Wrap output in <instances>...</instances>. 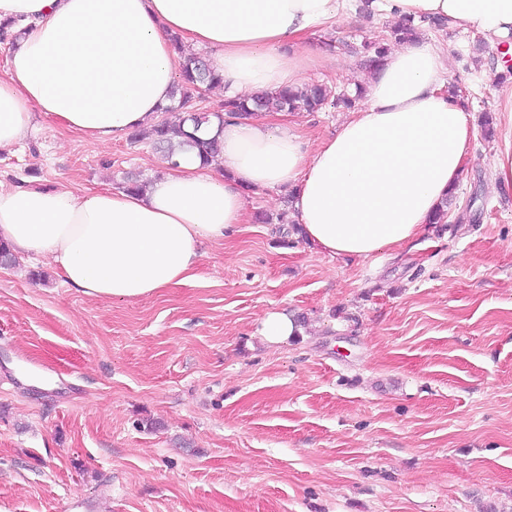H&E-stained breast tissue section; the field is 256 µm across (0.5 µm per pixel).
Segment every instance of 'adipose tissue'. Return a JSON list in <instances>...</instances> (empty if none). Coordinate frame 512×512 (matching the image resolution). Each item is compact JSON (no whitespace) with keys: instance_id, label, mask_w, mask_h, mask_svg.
I'll list each match as a JSON object with an SVG mask.
<instances>
[{"instance_id":"1","label":"adipose tissue","mask_w":512,"mask_h":512,"mask_svg":"<svg viewBox=\"0 0 512 512\" xmlns=\"http://www.w3.org/2000/svg\"><path fill=\"white\" fill-rule=\"evenodd\" d=\"M344 2L0 0V24L17 36L0 78V149L21 143L36 113L103 145L151 125L184 51L208 53L225 97L300 87L329 60L308 34L335 24ZM373 5L492 42L512 33V0ZM447 75L448 53L435 41L399 44L367 78L364 106L311 153L288 123L228 118L215 162L176 153L166 175L138 190L0 187V242L54 262L85 295L139 299L190 279L203 241L245 223L248 190L284 187L309 240L370 258L420 235L461 177L473 127L444 92Z\"/></svg>"}]
</instances>
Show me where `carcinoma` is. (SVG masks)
<instances>
[{
    "label": "carcinoma",
    "instance_id": "carcinoma-1",
    "mask_svg": "<svg viewBox=\"0 0 512 512\" xmlns=\"http://www.w3.org/2000/svg\"><path fill=\"white\" fill-rule=\"evenodd\" d=\"M416 34L414 21L406 19L390 32V37L396 41H406L416 38ZM221 81L222 77L199 55L193 53L183 56L179 63V80L172 91L173 105L165 108V111L177 110L185 113V116L177 124L161 119L147 132L135 129L129 134L130 141L137 143L148 139L168 158L173 156L175 148H186L194 151L203 163L208 164L220 156L222 140L218 133L202 137L198 132L209 126L222 130L226 116L244 119L258 112H319L329 105L352 108L363 95L361 88L353 95L346 92L334 95L327 86L316 83L297 90L263 91L249 99L228 97L216 112L198 111L195 97L197 90Z\"/></svg>",
    "mask_w": 512,
    "mask_h": 512
}]
</instances>
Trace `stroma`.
Here are the masks:
<instances>
[{"label":"stroma","mask_w":512,"mask_h":512,"mask_svg":"<svg viewBox=\"0 0 512 512\" xmlns=\"http://www.w3.org/2000/svg\"><path fill=\"white\" fill-rule=\"evenodd\" d=\"M393 19L349 7L335 62ZM473 123L501 117V43L423 26ZM346 117L295 112L308 149ZM476 131L444 224L368 259L334 256L279 222L285 193L202 246L184 284L130 301L65 284L48 261L0 268V512H512V188ZM149 142L102 146L34 116L0 151V184L119 188L167 172ZM273 217L255 222L256 212ZM304 318L267 345L269 314Z\"/></svg>","instance_id":"35a3bbf8"}]
</instances>
